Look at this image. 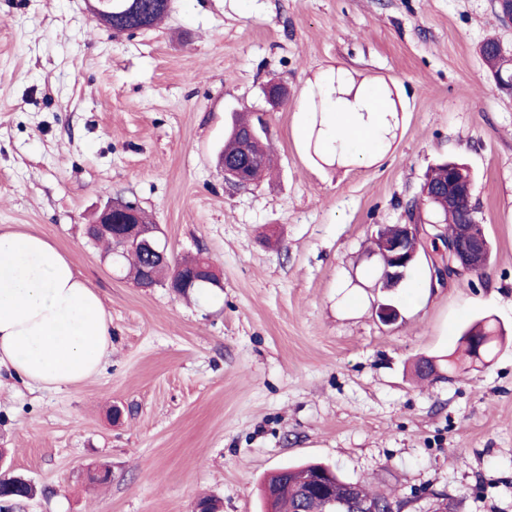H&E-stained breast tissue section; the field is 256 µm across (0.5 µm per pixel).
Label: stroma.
<instances>
[{
    "instance_id": "35a3bbf8",
    "label": "stroma",
    "mask_w": 512,
    "mask_h": 512,
    "mask_svg": "<svg viewBox=\"0 0 512 512\" xmlns=\"http://www.w3.org/2000/svg\"><path fill=\"white\" fill-rule=\"evenodd\" d=\"M512 45L494 0H175L112 36L85 0H0V226L67 254L112 317L101 372L62 390L0 388V473L42 495L12 512H264L273 472L322 463L403 512H512V97L479 55ZM392 90L390 138L359 163L312 157L319 81ZM277 82L288 100L272 106ZM268 115L273 169L226 185L240 114ZM475 179L492 246L482 273L376 288L372 237L406 223L431 165ZM137 202L173 259L204 254L209 299L138 287L89 241L113 198ZM400 311L387 325L378 304ZM506 332L468 380L418 379L462 327ZM123 416L113 420V406ZM112 471L104 486L87 468Z\"/></svg>"
}]
</instances>
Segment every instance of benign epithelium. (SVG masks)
<instances>
[{
    "label": "benign epithelium",
    "instance_id": "obj_1",
    "mask_svg": "<svg viewBox=\"0 0 512 512\" xmlns=\"http://www.w3.org/2000/svg\"><path fill=\"white\" fill-rule=\"evenodd\" d=\"M494 58L488 66L489 74L495 86L502 92L512 95V46H505L500 40L493 41ZM267 101L279 106L288 100L287 89L278 83H269L264 88ZM444 178L435 184L434 195L448 198V208H456L463 214L462 221L455 225L453 236L447 241L450 255V271H442L441 281H447L465 273H480L491 262L492 246L475 216L472 206L475 185L471 177L463 173L462 166L448 161L442 164ZM425 222L416 215L409 224L395 225L396 235L383 242L384 249L390 252L391 264L383 270L378 286L390 290L396 288L405 277L406 268L418 261L421 246L424 245ZM92 235L110 237L113 241L135 242L152 254L165 256L159 249L160 230L155 224L141 222L139 206L130 201L110 202L104 206L95 223L89 225ZM197 281L207 282L215 288L221 287V281L214 268L202 262L191 272L182 268L175 270L170 288L177 292ZM328 505L338 512H381L380 504L359 499L353 490L347 491L346 500L336 501V491H331Z\"/></svg>",
    "mask_w": 512,
    "mask_h": 512
}]
</instances>
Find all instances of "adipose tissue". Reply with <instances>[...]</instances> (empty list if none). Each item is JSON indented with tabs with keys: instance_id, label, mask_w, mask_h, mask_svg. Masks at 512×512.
<instances>
[{
	"instance_id": "1",
	"label": "adipose tissue",
	"mask_w": 512,
	"mask_h": 512,
	"mask_svg": "<svg viewBox=\"0 0 512 512\" xmlns=\"http://www.w3.org/2000/svg\"><path fill=\"white\" fill-rule=\"evenodd\" d=\"M323 92L337 106L328 144L366 157L392 112L375 92L346 98L343 83ZM112 351V319L70 258L43 234L0 226V371L61 391L97 375Z\"/></svg>"
}]
</instances>
